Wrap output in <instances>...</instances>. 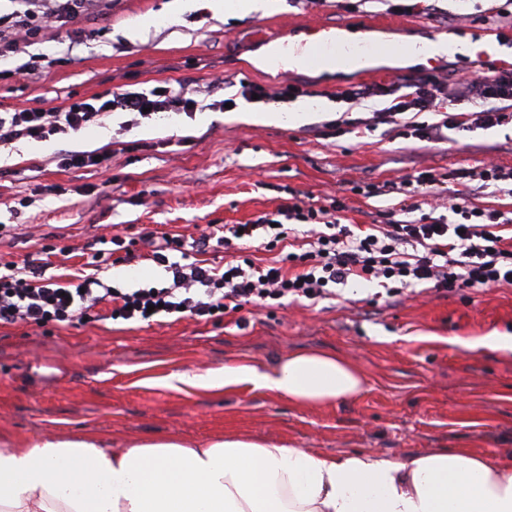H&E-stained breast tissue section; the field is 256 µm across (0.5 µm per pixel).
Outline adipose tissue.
I'll use <instances>...</instances> for the list:
<instances>
[{
  "mask_svg": "<svg viewBox=\"0 0 512 512\" xmlns=\"http://www.w3.org/2000/svg\"><path fill=\"white\" fill-rule=\"evenodd\" d=\"M179 382L241 386L301 406L360 396L363 373L326 351L275 368L227 366ZM0 512H512V466L463 449L392 459L327 456L227 434L105 448L94 436L15 441L0 453Z\"/></svg>",
  "mask_w": 512,
  "mask_h": 512,
  "instance_id": "ef3b65f1",
  "label": "adipose tissue"
}]
</instances>
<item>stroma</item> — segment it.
I'll return each instance as SVG.
<instances>
[{
  "label": "stroma",
  "mask_w": 512,
  "mask_h": 512,
  "mask_svg": "<svg viewBox=\"0 0 512 512\" xmlns=\"http://www.w3.org/2000/svg\"><path fill=\"white\" fill-rule=\"evenodd\" d=\"M168 0H103L79 33L60 30L0 63V112L65 106L116 87L149 92L166 84L202 100L238 98L230 112H168L126 128L112 112L68 139L23 138L0 147V225L28 235L0 237V258L22 261L51 245L58 273L80 268L88 244L113 226L192 234L210 224H246L296 191L343 198L346 224L403 219L399 194L363 190L424 169L454 172L494 161L512 169V124L452 133L445 143L401 138L404 124L435 122L407 112L388 124L375 97L336 99L352 83L447 70H472L456 54L409 64L380 58L370 72L327 74L266 62L267 35L298 44L316 26L365 32L385 46L458 36L487 39L512 56V0H437L441 13H402L389 0H273L271 8L223 20L211 0L172 15ZM146 14L156 25L139 32ZM49 61L29 81L14 74L31 56ZM288 80L308 95L276 104L305 112L296 124L252 122L263 103L240 100L242 82L276 87ZM104 141H97V133ZM70 151L109 155V167L65 168ZM122 288L167 284L148 260L105 269ZM512 336V286L440 293L417 286L406 298L361 279L335 295L246 306L218 321L167 316L161 322L92 319L73 327H0V451L7 439L101 438L107 447L167 438L196 448L236 433L322 454L364 451L403 458L465 448L512 461V349L481 346ZM324 350L356 364L365 391L330 407H300L241 387L230 392L175 382L227 365L273 368L288 355Z\"/></svg>",
  "instance_id": "35a3bbf8"
}]
</instances>
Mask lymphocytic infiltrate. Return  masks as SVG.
<instances>
[{
    "label": "lymphocytic infiltrate",
    "mask_w": 512,
    "mask_h": 512,
    "mask_svg": "<svg viewBox=\"0 0 512 512\" xmlns=\"http://www.w3.org/2000/svg\"><path fill=\"white\" fill-rule=\"evenodd\" d=\"M12 2L13 10L0 15V61L9 59L20 43L37 37L44 28L64 27L93 13L101 0ZM338 96L352 103L387 96L391 111L397 113H441L440 121L422 122L406 131L407 136L423 141H441L447 130L464 126L448 110L452 101L481 100L484 108L477 115L481 125L512 123V68L489 74L474 71L454 82L443 72H424L383 83L351 85ZM198 107L195 99L166 86L148 95L116 88L62 108L1 112L0 146L21 138L75 134L110 112H193ZM344 208V202L334 196L317 203L295 194L250 224L224 225L219 243L225 250L242 254L243 260L221 268L170 260L173 252L188 255L187 238L178 233L157 237L150 232L129 239L117 234L100 237V249L66 278L49 274L45 262H4L0 265V325L71 326L96 318V308L103 303L109 306V319L115 321L149 322L155 316L179 312L197 320H217L225 310L248 304L284 298L313 302L328 295L330 286L352 278L378 281L396 296L423 282L445 292L512 286V237L501 233L512 220L504 212L471 205L461 193L448 201L456 221L416 215L411 203L407 207L411 219L373 224L358 234L340 223L337 214ZM296 224L313 226L308 248L287 253L266 266L247 258V250L256 246L273 250L291 236ZM142 245L150 247L154 261L170 273L168 285L122 289L102 280L103 268L120 259L131 261Z\"/></svg>",
    "instance_id": "obj_1"
}]
</instances>
